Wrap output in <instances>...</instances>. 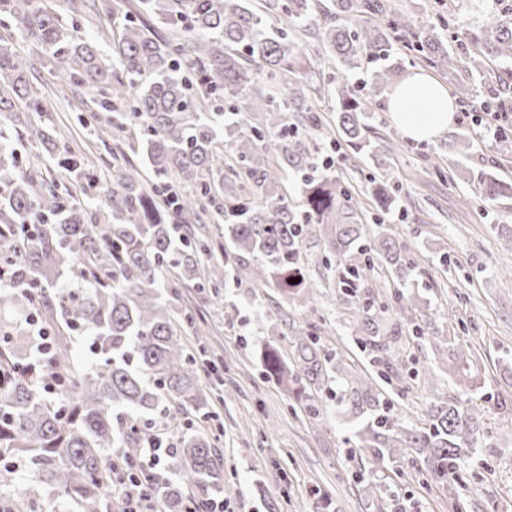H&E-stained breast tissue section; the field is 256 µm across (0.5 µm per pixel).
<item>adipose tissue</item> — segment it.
<instances>
[{"label": "adipose tissue", "instance_id": "1", "mask_svg": "<svg viewBox=\"0 0 512 512\" xmlns=\"http://www.w3.org/2000/svg\"><path fill=\"white\" fill-rule=\"evenodd\" d=\"M387 106L394 123L415 140L438 136L452 122L456 110L445 86L422 73L409 74L394 86Z\"/></svg>", "mask_w": 512, "mask_h": 512}]
</instances>
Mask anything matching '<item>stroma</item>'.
I'll return each instance as SVG.
<instances>
[{"label":"stroma","mask_w":512,"mask_h":512,"mask_svg":"<svg viewBox=\"0 0 512 512\" xmlns=\"http://www.w3.org/2000/svg\"><path fill=\"white\" fill-rule=\"evenodd\" d=\"M14 48L34 66V84L47 103L43 126L68 131L72 149L96 162L102 180H111L112 168L100 162L103 147L93 131L105 113L80 119L75 107L80 87L54 77L34 42L18 38ZM373 126L374 145L394 146L381 166L348 148L339 129L317 142L323 149L335 146V173L353 185H365L374 174L389 177L398 208L368 209L364 223L371 233L382 230L397 238L418 257L407 284L383 273L362 288L363 295L380 302H394L399 291L423 301L404 317H383L399 352L385 390L409 423L424 425L431 403L463 393L439 371L428 337L470 347L474 386L466 393L482 410L484 436L480 456L450 481L461 486L467 512H512V244L507 241L512 198L491 204L475 199L457 173V155L443 147L447 135L412 140L382 111ZM451 128L468 131L478 145L468 167L481 169L497 159V174L512 181V142L488 148V135L467 108H457ZM323 249L316 239L304 246L307 272L321 286L310 309L271 283L257 288L230 281L217 297L196 288L178 290L177 305L193 314L200 344L224 359L217 371L202 375L203 385L220 393L210 424L221 431L224 512H452L447 489L431 481L424 466L352 451L357 418L341 396L323 398V411L314 417L264 376L258 344L293 323H316L326 351L357 352L352 338L358 326L351 306L331 286L333 269L319 263ZM417 327L422 337H414Z\"/></svg>","instance_id":"obj_1"}]
</instances>
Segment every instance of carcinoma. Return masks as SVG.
Instances as JSON below:
<instances>
[{
	"label": "carcinoma",
	"instance_id": "cac0c4a2",
	"mask_svg": "<svg viewBox=\"0 0 512 512\" xmlns=\"http://www.w3.org/2000/svg\"><path fill=\"white\" fill-rule=\"evenodd\" d=\"M317 14L321 67L352 71L366 56L383 61L366 81L375 96L397 82L406 56L450 74L468 106L479 63L512 60V20L475 33L443 14L436 25L422 22L388 0H138L112 9L107 66L96 42L74 38L46 0H0V27L40 44L54 75L112 113L95 134L113 171L112 184L101 188L64 136L32 120L45 111L43 97L27 58L0 36V248L17 259L15 281L0 290V367L27 362L38 342L30 315L46 314L54 324V371L63 376L52 394L20 375L0 385V512H43L45 501L63 512H119L116 477L141 473L139 448L148 436L182 419L188 432L171 449L174 478L157 473L150 484L162 512H210L224 491V460L209 435L192 431L209 416L211 393L201 384L199 355L181 333V319L190 316L173 313L168 290L172 283L224 287V265L212 259L207 232L196 228L207 216H224L229 250L255 259L235 269L238 282L271 281L309 303L319 287L307 279L302 247L323 237L322 262L337 270L330 287L352 302L362 329L357 343L391 366L392 337L359 290L376 269L402 279L415 261L398 239L367 237L363 201L319 161L313 135L330 124L312 95L335 86L338 126L358 152L371 151L375 108L357 85H338L322 71L303 79L309 49L298 31ZM511 93L512 72L481 102L482 111H501ZM124 136L145 165L109 147L108 139ZM20 142L66 170L80 196L37 192L19 169ZM469 149V136H448V151L465 157ZM459 175L484 201L512 191L493 171L466 167ZM104 191L106 213L98 209ZM365 196L381 211L399 204L383 177L370 180ZM75 332L92 337L89 365L74 357ZM290 342L291 351L262 345L263 372L310 414L320 412L317 394L336 391L355 413H367L355 431L357 447L379 459L417 458L442 485L448 471L479 453L481 411L470 401L435 403L427 426L416 427L386 413L359 364L336 372L312 331L298 329ZM467 364L463 346L448 350V375ZM19 466L39 492L15 488Z\"/></svg>",
	"mask_w": 512,
	"mask_h": 512
}]
</instances>
